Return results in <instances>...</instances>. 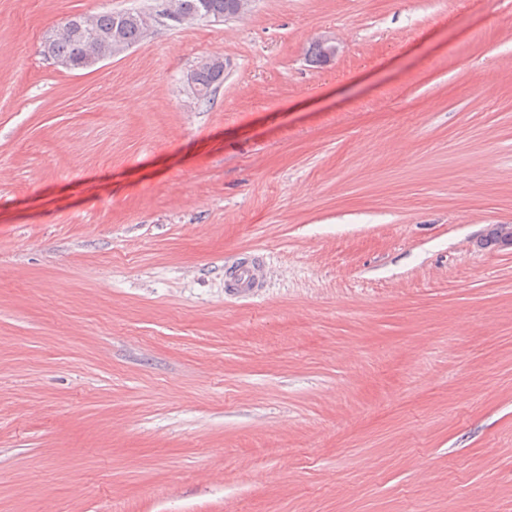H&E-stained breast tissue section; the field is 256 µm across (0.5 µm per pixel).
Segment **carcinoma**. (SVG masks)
Segmentation results:
<instances>
[{
  "label": "carcinoma",
  "instance_id": "cac0c4a2",
  "mask_svg": "<svg viewBox=\"0 0 512 512\" xmlns=\"http://www.w3.org/2000/svg\"><path fill=\"white\" fill-rule=\"evenodd\" d=\"M242 0H174L161 15L177 22L222 21L241 16ZM137 10L76 14L53 27L41 43L44 55L69 70L91 67V56L119 55L145 38L146 29ZM224 81V70L199 66L190 74L188 85L195 98L207 99Z\"/></svg>",
  "mask_w": 512,
  "mask_h": 512
}]
</instances>
